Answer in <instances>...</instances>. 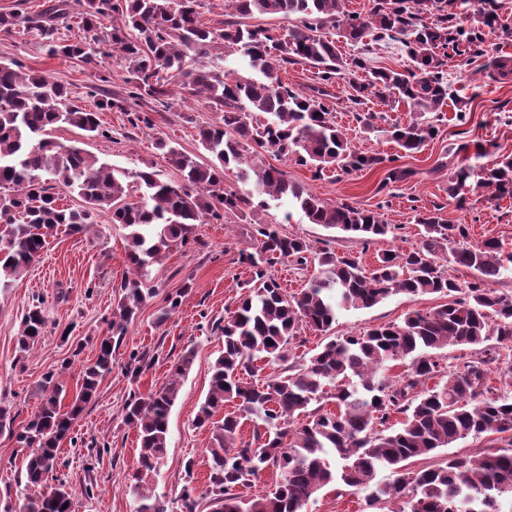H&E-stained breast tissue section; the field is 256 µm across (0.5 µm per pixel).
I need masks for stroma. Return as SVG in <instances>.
<instances>
[{"instance_id": "obj_1", "label": "stroma", "mask_w": 512, "mask_h": 512, "mask_svg": "<svg viewBox=\"0 0 512 512\" xmlns=\"http://www.w3.org/2000/svg\"><path fill=\"white\" fill-rule=\"evenodd\" d=\"M495 2L499 21L493 27L480 26L474 0H464L458 7L459 30L479 29L480 40L464 51L449 52L445 71L451 91L438 110L437 135L420 151H405L385 133L389 124L410 121L406 102L388 108L369 97L363 105L351 104L352 89L344 78L333 87L336 125L354 151L379 156L381 164L351 174L329 171L317 179L309 168L270 153L252 156L254 164L278 168L285 179L310 188L327 203L376 210L385 223L393 225V233L366 246L309 223L301 212L289 210L284 200L254 209L252 222L283 227L314 249L347 252L371 267L378 253L419 246L422 236L416 217L437 209L448 223L468 225L471 243L494 237L512 250V199L489 202L476 187L461 202L448 195V182L456 168L476 169L499 156H512V74L504 76L498 70L500 61H512V0ZM0 57L15 60L23 71L50 74L70 89L72 104L86 109L95 106L90 95L93 87L118 93L124 86L125 69L119 60L87 65L52 57L28 35H0ZM360 110L378 113L375 130H364L357 122ZM220 118L205 101L173 100L168 108L154 113V124L148 128L132 127L124 113L112 111L100 115L107 136L89 137L65 124L54 127L51 136L65 145H79L111 165L153 171L159 179L170 180L176 173L156 150V141H170L207 161L198 129ZM394 164L410 175L404 181L384 184ZM196 233L198 243L168 251L150 267L144 282L150 293L126 335L112 346L111 375L101 381L96 396L75 421L70 439L59 447L57 475L74 490L80 512H135L129 474L138 454L137 433L125 423L122 408L131 393L145 394L162 386L171 364L189 349L194 350L195 360L181 381L169 416L166 454L149 483L169 512H179L186 461L194 463L197 492L207 487L211 430L198 427L195 418L209 390L211 365L223 349L220 327L252 279L248 265L239 260L251 241L243 221L231 214L223 222L198 225ZM128 250L126 229L104 215L88 232L60 231L49 237L39 262L11 288L0 291V406L9 408L15 425L25 424L38 409L39 385L47 373L62 372L66 400L78 394L81 366L95 359L100 339L110 333L109 322L128 270ZM176 295L181 303L170 307L169 299ZM36 300L41 301L47 321L45 335L22 352L17 347L21 320ZM439 303V296L432 294L394 295L370 309L340 311L331 333L345 336L379 323H399L409 312L429 310ZM134 351L149 361L148 369L139 375L132 374L127 365ZM498 447L490 436L470 435L452 448L410 459L406 467L431 468L451 455L471 457ZM22 457L14 441L0 434V510L21 504ZM304 512H384V508L373 502L369 490L339 494L329 487L311 499Z\"/></svg>"}]
</instances>
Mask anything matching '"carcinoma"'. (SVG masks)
Segmentation results:
<instances>
[{"label":"carcinoma","instance_id":"cac0c4a2","mask_svg":"<svg viewBox=\"0 0 512 512\" xmlns=\"http://www.w3.org/2000/svg\"><path fill=\"white\" fill-rule=\"evenodd\" d=\"M426 0H375L369 14L343 10L342 0H228L236 20L209 27L201 20L199 0H44L41 10L0 13V34H34L49 55L97 63V54L125 62V94L98 95L96 109L69 102L65 85L45 73L20 71L0 59V288L11 287L42 255L47 237L60 226L80 233L107 211L128 230L130 275L110 321L111 335L100 340L94 362L82 366L79 393L62 410L64 386L55 373L45 375L41 406L26 425L9 429L17 446L28 449L24 460L22 512H78L75 493L56 476L59 445L70 432L100 382L112 373V343L125 336L144 303L142 277L162 253L197 241L195 229L246 208L284 197L308 222L339 231L368 245L390 233L379 213L349 204L326 203L309 188L288 182L273 166L242 170L254 175L255 193L224 187V170L248 163L251 144L277 157L311 168L319 178L327 170L344 173L383 162L358 153L336 128L331 87L348 67L366 71L352 78L351 102L373 95L385 106L396 98L410 104L413 119L392 126V139L404 150L419 151L436 134L426 117L448 96V79L439 51L458 48L455 0H431L437 16L420 19ZM82 11L73 13L74 6ZM294 16L288 33L246 23L255 16ZM77 18L83 36L73 43L56 40L58 23ZM112 19L99 35L101 23ZM368 51L364 38L401 44L412 71L366 69L364 58L344 59L329 29ZM241 53L258 76L224 71L219 62ZM303 61L317 69L318 85L307 94L282 83L278 72ZM200 97L221 122L199 128L200 142L212 156L207 163L159 140L155 148L177 171L178 180L161 181L150 171L129 172L101 161L76 145L50 138L58 124L89 137L106 136L100 113L125 112L131 125L150 126L149 112L174 93ZM258 114L266 121L254 124ZM470 177L455 171L448 195L456 197ZM60 185L82 200L78 207L59 202ZM479 188L490 202L512 196V157L486 166ZM138 196L139 201L130 198ZM423 228L420 246L389 250L375 268L359 258L331 250L315 251L310 243L272 225L249 230L254 251L241 254L253 269V285L224 317V350L212 365L209 392L196 424L212 427V466L206 490L196 495L193 460L185 463L180 512H198L205 498L211 512H302L307 502L330 484L373 488L375 502L391 504L388 512H503L500 497L512 495V399L491 396L490 364L498 352L483 354L456 372L446 370L437 352L450 346L512 342V294L492 288L512 265V252L492 237L469 244V227L450 224L440 213L417 217ZM314 256L318 275L296 294H287L265 266L288 260L299 266ZM475 274L461 283L448 269ZM437 294L446 302L430 311L415 310L401 323H380L369 330L333 337L321 349L278 375L259 383L245 382L241 372L256 359L286 362L301 332L326 334L336 309L363 310L392 295ZM41 306L24 315L17 338L27 351L43 336ZM195 359L186 351L170 366L169 379L146 396L126 400L124 420L136 429L137 466L130 489L136 512H168L146 477L166 453L168 419L181 384ZM409 361L400 377L386 374L388 364ZM433 385H428L429 381ZM334 392L326 394L325 387ZM328 397L336 411L312 404ZM235 401L237 409L212 421L215 410ZM401 414L399 426L390 424ZM253 422L251 438H240L243 420ZM496 434L506 447L478 457L450 456L436 467L408 472L404 462L449 448L469 435ZM390 471V482L375 483L378 471ZM279 475L271 494L242 495L268 471Z\"/></svg>","mask_w":512,"mask_h":512}]
</instances>
